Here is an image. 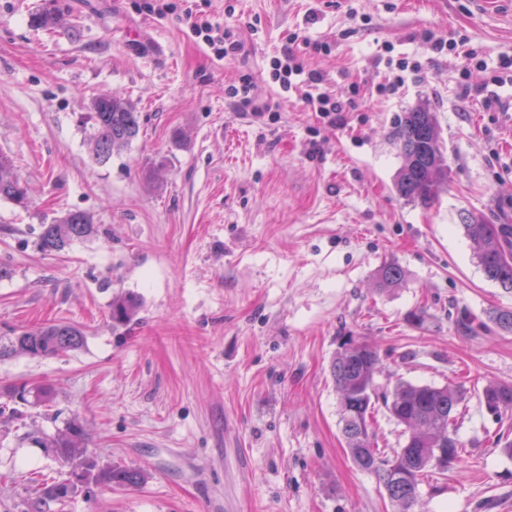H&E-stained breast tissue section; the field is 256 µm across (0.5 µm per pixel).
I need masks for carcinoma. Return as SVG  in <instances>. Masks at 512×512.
Here are the masks:
<instances>
[{
  "label": "carcinoma",
  "instance_id": "obj_1",
  "mask_svg": "<svg viewBox=\"0 0 512 512\" xmlns=\"http://www.w3.org/2000/svg\"><path fill=\"white\" fill-rule=\"evenodd\" d=\"M60 11L51 6L31 17V23L51 28L56 26ZM86 121L91 123L90 138L94 155L100 162L108 160L114 151L126 147L139 135L138 112L118 94L102 95L91 102ZM397 144L404 163L398 172L396 189L411 202L429 205L438 199L448 184V164L441 151L434 113L419 108L404 115L397 133ZM28 188L12 172L8 155L0 152V198L17 204L27 201ZM475 245V258L486 277L505 289L512 290V225L487 224L474 217L464 225ZM96 233L90 215L74 211L52 224L42 225L40 244L48 252H61L72 241L86 239ZM404 281V271L396 264L384 266L377 278L382 290L397 288ZM136 304L131 298L112 302L110 317L118 323L131 321ZM490 321L504 331L512 332V310L498 309L489 315ZM84 336L81 330L65 323H53L34 331H25L0 345V358L20 352L33 357H51L80 348ZM382 364L378 352L353 336L340 338L330 372L338 393V416L341 433L353 463L372 474L383 486L397 512H413L419 497L421 476L428 469L441 473L462 462L463 444L457 438V421L464 406L466 391L457 384L442 387L419 385L407 381L396 383L391 391H379L376 375ZM12 396L28 402H46L50 391L26 385L9 389ZM480 400L496 415L512 411V385L491 383L481 392ZM382 403L391 417L404 426L402 446L387 453L378 448L371 420L376 403ZM84 434L73 424L50 447L66 461L83 458ZM446 448L448 453L434 457L433 449ZM87 475L99 484L113 487L135 486L141 473L132 468L87 465ZM40 497L59 501L68 496L63 483L38 488Z\"/></svg>",
  "mask_w": 512,
  "mask_h": 512
}]
</instances>
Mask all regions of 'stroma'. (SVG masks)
<instances>
[{
  "mask_svg": "<svg viewBox=\"0 0 512 512\" xmlns=\"http://www.w3.org/2000/svg\"><path fill=\"white\" fill-rule=\"evenodd\" d=\"M140 2L58 0L62 21L44 29L31 16L45 0H0V151L31 188L27 205L0 200V337L60 322L84 333L74 351L0 358V512H395L338 425L330 364L351 334L377 344L382 388L467 390L465 461L423 479L425 512H512V458L478 398L512 384V333L489 319L512 290L486 278L463 229L470 215L512 224V114L485 107L512 102V82L492 80L512 56V5L212 0L209 19L243 43L219 59ZM288 47L321 91L359 88L344 124L271 79ZM245 76L244 108L226 90ZM110 92L133 103L140 133L99 163L79 116ZM422 106L448 164L429 207L395 188L396 132ZM70 211L92 215L97 236L42 251V225ZM389 263L406 280L382 291ZM120 296L138 305L124 325L110 318ZM14 383L53 398L11 399ZM71 420L87 459L141 484L42 504L29 479H68L47 442Z\"/></svg>",
  "mask_w": 512,
  "mask_h": 512,
  "instance_id": "stroma-1",
  "label": "stroma"
}]
</instances>
